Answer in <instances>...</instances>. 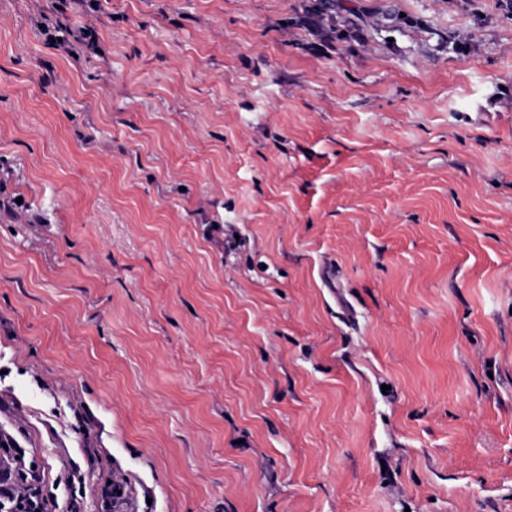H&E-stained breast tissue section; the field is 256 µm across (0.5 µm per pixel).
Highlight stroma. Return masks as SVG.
<instances>
[{
  "label": "stroma",
  "mask_w": 512,
  "mask_h": 512,
  "mask_svg": "<svg viewBox=\"0 0 512 512\" xmlns=\"http://www.w3.org/2000/svg\"><path fill=\"white\" fill-rule=\"evenodd\" d=\"M308 2L0 0V433L56 506L512 512V0Z\"/></svg>",
  "instance_id": "obj_1"
}]
</instances>
